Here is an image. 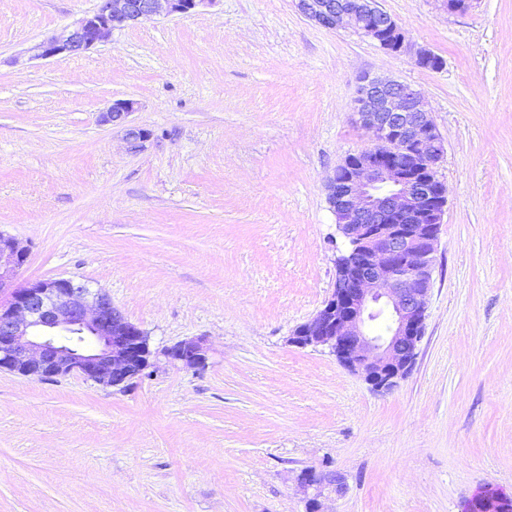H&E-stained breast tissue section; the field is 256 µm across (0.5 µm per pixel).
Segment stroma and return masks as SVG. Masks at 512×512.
<instances>
[{"instance_id": "obj_1", "label": "stroma", "mask_w": 512, "mask_h": 512, "mask_svg": "<svg viewBox=\"0 0 512 512\" xmlns=\"http://www.w3.org/2000/svg\"><path fill=\"white\" fill-rule=\"evenodd\" d=\"M378 4L443 68L294 0H207L34 59L95 0H0V232L29 248L14 284L101 289L155 352L124 391L0 370V512H306L305 468L344 477L322 512L512 498V0ZM368 74L417 89L445 147L424 336L388 392L289 342L346 249L326 185L371 142ZM118 99L138 147L101 120ZM192 337L204 369L162 356Z\"/></svg>"}]
</instances>
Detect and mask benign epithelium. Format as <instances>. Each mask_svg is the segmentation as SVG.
I'll return each instance as SVG.
<instances>
[{
	"label": "benign epithelium",
	"instance_id": "7a95c632",
	"mask_svg": "<svg viewBox=\"0 0 512 512\" xmlns=\"http://www.w3.org/2000/svg\"><path fill=\"white\" fill-rule=\"evenodd\" d=\"M207 0H97L96 10L30 48L32 58L77 55L153 16L186 14ZM299 12L330 30L351 29L393 54H414L431 70L443 60L416 49L376 0H297ZM137 110L117 100L102 113L123 122ZM358 122L372 143L346 156L327 183V202L351 250L336 261V283L322 308L290 338L300 347L329 350L377 391H389L411 371L424 334L439 224L446 206L438 176L445 148L432 113L410 84L365 76L357 89ZM28 248L0 233V370L45 379L79 375L106 387L127 386L152 366L148 336L101 290L74 278L11 287ZM389 311L390 335H371L370 323ZM205 340L185 339L164 355L188 369L207 364ZM301 483L315 491L344 488L339 474L313 469Z\"/></svg>",
	"mask_w": 512,
	"mask_h": 512
}]
</instances>
